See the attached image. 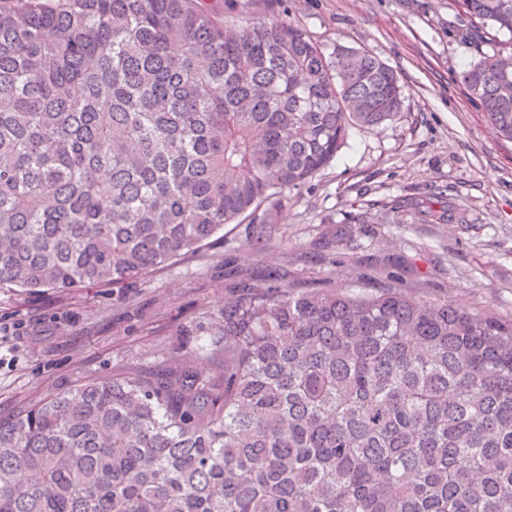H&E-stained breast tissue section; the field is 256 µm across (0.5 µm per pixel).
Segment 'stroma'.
<instances>
[{"mask_svg": "<svg viewBox=\"0 0 512 512\" xmlns=\"http://www.w3.org/2000/svg\"><path fill=\"white\" fill-rule=\"evenodd\" d=\"M228 23L261 16L306 29L324 53L361 48L393 67L400 111L350 127L335 159L276 205L135 283L0 289L23 324L0 366V418L58 392L197 358L239 283L294 292L405 289L512 318V142L460 80L489 35L461 38L454 0H212ZM443 198L444 219L417 205Z\"/></svg>", "mask_w": 512, "mask_h": 512, "instance_id": "obj_1", "label": "stroma"}]
</instances>
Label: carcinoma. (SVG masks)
<instances>
[{
    "label": "carcinoma",
    "mask_w": 512,
    "mask_h": 512,
    "mask_svg": "<svg viewBox=\"0 0 512 512\" xmlns=\"http://www.w3.org/2000/svg\"><path fill=\"white\" fill-rule=\"evenodd\" d=\"M509 38L461 82L512 141ZM396 71L207 0L0 7V288L132 283L400 110ZM204 362L0 420V512H512V320L377 294L252 290Z\"/></svg>",
    "instance_id": "1"
}]
</instances>
